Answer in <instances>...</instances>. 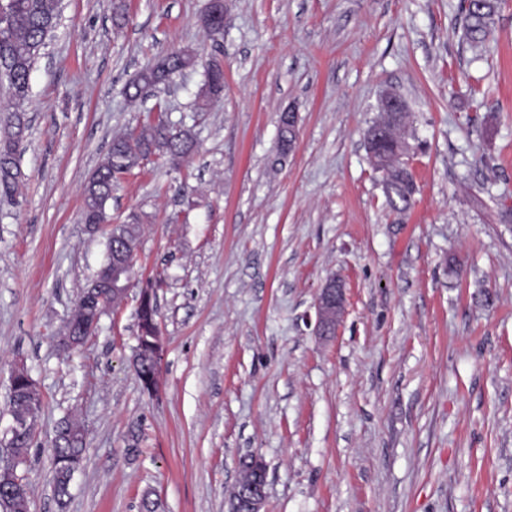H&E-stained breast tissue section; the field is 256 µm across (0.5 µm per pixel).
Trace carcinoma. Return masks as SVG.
<instances>
[{"mask_svg": "<svg viewBox=\"0 0 512 512\" xmlns=\"http://www.w3.org/2000/svg\"><path fill=\"white\" fill-rule=\"evenodd\" d=\"M61 0H0V60L7 68L0 69V79L6 81L8 100L0 107V195L14 194L21 171L17 159L20 143L26 138L30 120L27 106L30 101V74L39 51L55 29ZM497 0L466 8L465 34L470 43L483 46L494 38ZM195 54L178 50L160 58L154 65L144 69L137 80L128 86L131 99L142 97L148 87L168 85L183 70L192 66ZM224 90V70L220 63L210 64L207 79L198 99L206 106L217 99ZM409 113L394 115L385 123V133L376 154L378 161L388 167V176L383 192L388 207L403 213L411 207L416 185L413 175L401 171V163L394 151L395 144L403 139ZM195 142L186 129L160 122L156 125L144 123L139 136L131 140L127 135L112 140L106 159L94 170L85 186L82 219L85 224H100L109 218L107 204L112 199V187L127 173L140 166L150 155H158L179 163L186 160L194 150ZM139 225L136 221L113 227L106 239V258L121 250L137 247ZM137 347L141 349L140 371H155L149 355L148 341L153 334L152 322L157 320L156 303L136 310ZM10 404L15 407L14 416L27 422L36 421L41 408V396L32 378L20 375L10 386ZM85 434L79 422L65 418L60 421L53 442L54 488L59 506L65 505L69 496L70 469L80 464L85 454ZM0 512H28V497L15 498L0 493Z\"/></svg>", "mask_w": 512, "mask_h": 512, "instance_id": "obj_1", "label": "carcinoma"}]
</instances>
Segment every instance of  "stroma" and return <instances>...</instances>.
<instances>
[{
	"label": "stroma",
	"instance_id": "obj_1",
	"mask_svg": "<svg viewBox=\"0 0 512 512\" xmlns=\"http://www.w3.org/2000/svg\"><path fill=\"white\" fill-rule=\"evenodd\" d=\"M63 0L30 76L21 178L0 198V430L11 372L42 407L29 512H226L246 456L265 512H512V0L488 49L465 0ZM178 49L193 67L130 105L124 89ZM224 91L197 93L211 60ZM406 100L418 191L388 208L364 134L378 97ZM297 114L280 153L284 110ZM188 129L180 168L145 162L112 190L137 218V278L76 351L60 329L105 261L84 188L114 134L154 116ZM344 290L334 335L316 304ZM164 344L159 393L133 365L141 289ZM87 452L66 508L52 439ZM85 434L79 422L72 418L60 421L53 442L52 454L54 463V488L61 508L65 505V498L69 496V481L76 471H71L72 465L84 460Z\"/></svg>",
	"mask_w": 512,
	"mask_h": 512
}]
</instances>
